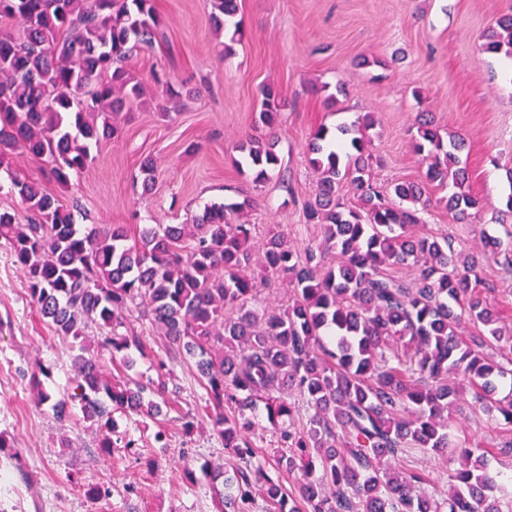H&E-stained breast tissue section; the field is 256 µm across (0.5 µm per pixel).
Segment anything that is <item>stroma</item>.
<instances>
[{
  "instance_id": "obj_1",
  "label": "stroma",
  "mask_w": 512,
  "mask_h": 512,
  "mask_svg": "<svg viewBox=\"0 0 512 512\" xmlns=\"http://www.w3.org/2000/svg\"><path fill=\"white\" fill-rule=\"evenodd\" d=\"M244 36L216 33L209 0H156L163 33L129 68L143 78L144 104L133 105L117 138L93 146L95 160L72 173L64 193L80 225L122 224L130 234L146 225L188 224L205 204L242 189L254 200L245 215L262 248L270 233L287 234L298 248L317 246L319 225L304 223L302 204L317 175L308 140L319 125L350 123L373 113L372 178L377 186L421 179L426 165L412 148L419 113L467 142L471 192L483 209L471 224H454L434 205L422 212L425 234L449 236L462 253L483 248L484 235L504 236L512 193V57L483 51V36L512 0H238ZM185 85L192 96H161L159 82ZM279 88L285 101L277 128L281 169L261 185L242 175L236 144L255 131L259 89ZM336 94L335 104L325 102ZM155 167L144 191L140 167ZM59 188L45 166L16 153L0 169V209L25 216L11 175ZM99 330L81 341L58 336L41 319L22 269L0 247V500L11 512H218L207 483L189 487L186 469L230 467L234 459L200 410L202 390L193 362L168 365L176 397L161 414L116 413L114 446L103 452L101 433L82 416L58 421L33 391L41 383L63 397L80 347L97 350ZM151 352L133 366L98 352L107 377H156L162 339L146 338ZM164 441H157V433ZM134 449H127V441ZM108 486L97 501L87 490Z\"/></svg>"
}]
</instances>
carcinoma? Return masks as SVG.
<instances>
[{
    "mask_svg": "<svg viewBox=\"0 0 512 512\" xmlns=\"http://www.w3.org/2000/svg\"><path fill=\"white\" fill-rule=\"evenodd\" d=\"M210 4L219 31L239 11L238 0ZM0 18L11 24L0 31V167L23 150L67 189L70 173L92 161L91 142L118 136L123 114L144 95L126 62L154 42L162 18L154 0H0ZM483 50L512 54V10L488 30ZM260 95L261 133L236 147V165L255 184L280 165L274 131L284 107L276 86ZM375 126L366 113L314 130L317 190L303 217L323 237L304 251L274 233L257 256L255 225L238 222L253 207L246 195L206 206L189 226L145 227L132 240L120 224L80 228L58 196L11 178L28 215L22 224L0 210V246L24 269L30 298L57 335L77 339L93 322L105 331L101 347L127 360L132 351L148 355L151 327L169 361L195 359L205 414L238 460L231 474L204 468L222 481L224 512H254L258 496L264 512H512V479L491 473L488 451L452 439V414L468 392L498 428L494 453L512 459V388L499 396L512 378V328L482 278L503 241L487 236L481 255L463 256L448 238L418 230L413 206L430 204L428 184L453 186L441 202L456 224L482 209L464 189L460 134L421 115L412 140L424 179L380 190L367 152ZM345 185L357 205L344 202ZM401 267L414 277L397 276ZM279 280L287 306H249L259 287ZM134 314L139 330L127 324ZM465 320L475 328L468 336ZM74 371L66 400L42 390L40 400L60 420L79 412L106 430V452L113 411L156 416L168 399L165 378L109 379L83 346ZM292 391L309 409L303 424ZM260 407L279 445L272 460L249 436L248 413ZM416 452L458 459L446 490L426 493L420 474L397 467ZM294 472L301 480L290 491L284 475Z\"/></svg>",
    "mask_w": 512,
    "mask_h": 512,
    "instance_id": "carcinoma-1",
    "label": "carcinoma"
}]
</instances>
